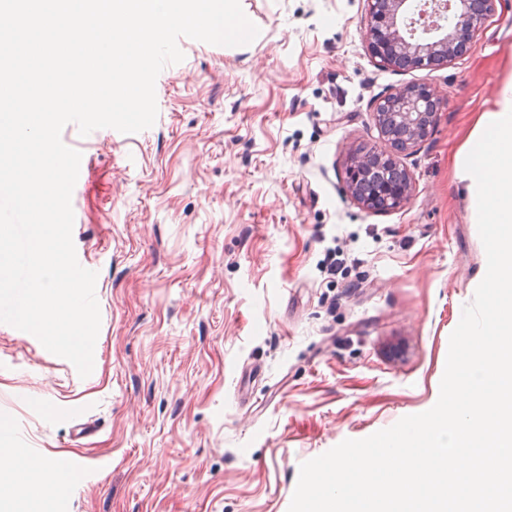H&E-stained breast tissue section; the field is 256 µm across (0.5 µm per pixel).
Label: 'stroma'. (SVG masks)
Wrapping results in <instances>:
<instances>
[{"label": "stroma", "mask_w": 512, "mask_h": 512, "mask_svg": "<svg viewBox=\"0 0 512 512\" xmlns=\"http://www.w3.org/2000/svg\"><path fill=\"white\" fill-rule=\"evenodd\" d=\"M241 6L252 43L180 38L155 124L100 138L80 163L92 373L0 323V448L91 470L26 499L0 472V512H288L302 462L438 399L486 273L451 159L512 79V0L468 54L404 72L370 57L366 0ZM408 84L440 104L427 139L398 151L373 108ZM361 146L409 173L398 207L353 199ZM337 247L347 270L331 278ZM73 411L93 436H72Z\"/></svg>", "instance_id": "stroma-1"}]
</instances>
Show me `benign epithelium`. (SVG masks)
I'll return each mask as SVG.
<instances>
[{"label": "benign epithelium", "mask_w": 512, "mask_h": 512, "mask_svg": "<svg viewBox=\"0 0 512 512\" xmlns=\"http://www.w3.org/2000/svg\"><path fill=\"white\" fill-rule=\"evenodd\" d=\"M497 0H454L448 8L455 11L452 31L441 36H430L431 30L411 20L420 30V37L409 33L408 17L415 11L414 0H368L369 49L379 62L400 69H425L447 64L465 55L475 33L495 12ZM434 93L426 86L411 85L401 88L384 98L375 108L374 119L381 125L394 120L404 124L408 133L404 143L396 145L405 149L424 141L433 124L435 113L425 111ZM359 160L350 158L349 187L360 203L370 206L382 199L393 207L399 206L411 190L409 176L384 178L371 184V193L358 188Z\"/></svg>", "instance_id": "7a95c632"}]
</instances>
